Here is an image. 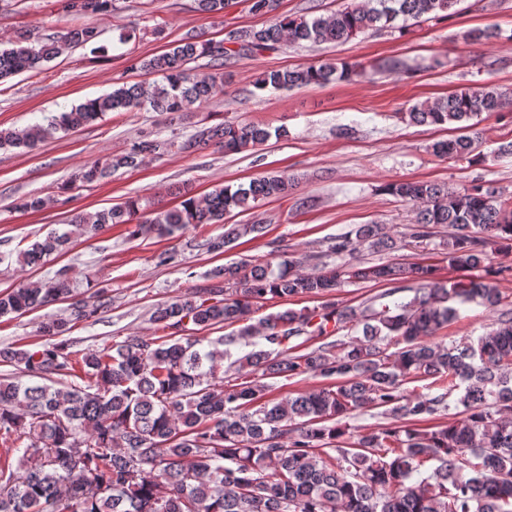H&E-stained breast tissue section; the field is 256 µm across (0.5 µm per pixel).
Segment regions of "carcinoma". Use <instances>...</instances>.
I'll use <instances>...</instances> for the list:
<instances>
[{"label": "carcinoma", "mask_w": 512, "mask_h": 512, "mask_svg": "<svg viewBox=\"0 0 512 512\" xmlns=\"http://www.w3.org/2000/svg\"><path fill=\"white\" fill-rule=\"evenodd\" d=\"M114 0H72L84 13L104 15ZM458 0H350L314 17L279 13L280 0H248L261 28L235 29L228 37H187L130 70L161 79L117 83L101 96L21 129L0 130V149H33L69 134L108 112H193L224 87V66L275 52L285 44L342 43L367 30L403 29L453 14ZM83 26L55 38L22 34L0 42V80L38 69L68 49L94 42ZM206 58L205 64L197 61ZM366 75V67L322 61L288 70L263 71L254 91H280ZM512 106V94L493 86L461 88L406 112L418 125H454L464 134L437 141L432 153L447 159L482 160L474 119ZM280 130L251 122L202 127L181 142L193 152L210 143L226 153L254 150ZM171 142L152 134L104 166L94 162L73 182L92 183L120 168H134ZM294 179L266 174L236 187L220 185L204 196L177 192L169 208L148 197L77 214L70 225L96 234L128 225L135 239L154 232L171 237L190 225L222 224L224 232L202 243L222 253L243 235L266 226L224 224L234 210L249 211L284 198ZM384 190L415 206L408 238L422 242L448 226L446 259L460 272L445 284L437 267L403 259L385 263L345 261L366 248L375 253L405 248L384 224H361L335 238L328 252L340 262L303 272L291 255L273 269L242 259L210 272L216 283L163 304L150 320L166 338L129 336L111 346L72 350L57 340L70 322L106 312L107 292L77 299L67 271L47 280L21 281L0 292V318L19 317L69 302L68 318L40 326L44 340L3 347L0 365L18 371L0 378V512H512V308L491 283V254H512V202L474 185L462 192L432 182H392ZM56 199L32 195L17 208L41 210ZM73 230V231H75ZM73 231H51L19 253L39 267L65 251ZM387 282L394 288L357 310L326 300L313 309L286 308L255 324L264 303L298 296H330L347 283ZM399 292H411L404 299ZM381 303H376V300ZM498 311L491 329L475 341L447 346L436 341L458 306L475 300ZM362 335L338 339L347 325ZM230 327L225 336H186ZM251 350L234 356L231 347ZM247 374L236 383L224 373ZM330 384L268 399L269 381L303 376ZM431 380L429 392L409 393L407 378ZM460 392L457 412L432 430L380 424L348 446L344 419L357 411L401 421L446 414Z\"/></svg>", "instance_id": "cac0c4a2"}]
</instances>
